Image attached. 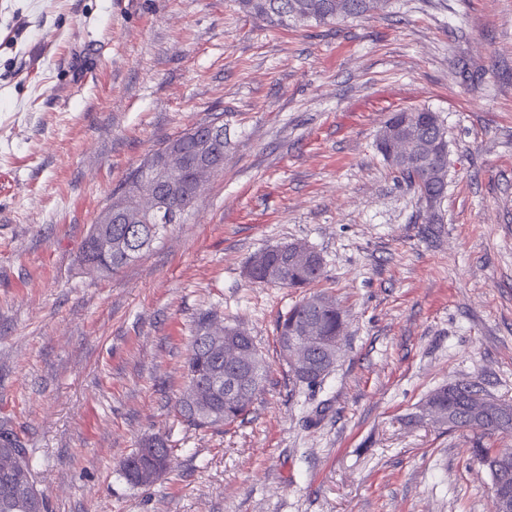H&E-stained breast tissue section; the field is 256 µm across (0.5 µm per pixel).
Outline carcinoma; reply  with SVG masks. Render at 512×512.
I'll return each instance as SVG.
<instances>
[{"instance_id": "1", "label": "carcinoma", "mask_w": 512, "mask_h": 512, "mask_svg": "<svg viewBox=\"0 0 512 512\" xmlns=\"http://www.w3.org/2000/svg\"><path fill=\"white\" fill-rule=\"evenodd\" d=\"M294 0H238L239 9L263 21L277 26L290 24L288 5ZM308 14V21L327 25L337 21L331 14V0H300ZM422 123L416 131L420 138H436L445 135L438 116L429 111L420 112ZM448 170V155L423 160L395 172L417 186L421 198L434 206L445 197L447 183L432 180L434 168ZM175 190L158 186L157 198L170 213L172 223H179L197 198L194 181L189 179L185 166L180 165L168 176ZM153 182L151 168L142 163L125 180L119 199L131 212H136L140 193ZM167 229L165 224H99L92 225L82 251L81 263H96L101 272L119 271L150 249ZM112 240V254L103 255L99 242ZM247 270L250 279L259 283L278 284L282 281L292 288H307L318 281L323 273L320 253L302 242H292L264 249L251 257ZM343 325L342 314L332 297L313 293L296 303L280 320L277 339L304 334L313 338L311 360L316 366L312 372L292 371L297 383L315 386L322 382L336 364L333 349L336 336ZM188 357L189 387L197 390L199 399L179 401V413L197 426L230 425L243 417L263 388L267 364L250 334L238 325H226L222 332L214 331L211 315L204 314L195 321L191 330ZM240 375L243 383L232 394L216 390L213 384L220 379ZM467 384L454 383L442 386L430 393L423 410L435 423L450 429H478L483 435H509L512 433V404H490L474 409L465 403ZM172 449L162 439H155L135 451L123 464L129 481H134L133 469L150 466L157 461L170 460ZM474 453L480 462H487L498 469L512 471V448H476ZM13 463L12 485L0 487V512H48L44 496L36 487L35 479L17 438L9 431H0V468Z\"/></svg>"}]
</instances>
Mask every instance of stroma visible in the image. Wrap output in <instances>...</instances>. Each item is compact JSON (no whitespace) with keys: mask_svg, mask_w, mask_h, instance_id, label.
<instances>
[{"mask_svg":"<svg viewBox=\"0 0 512 512\" xmlns=\"http://www.w3.org/2000/svg\"><path fill=\"white\" fill-rule=\"evenodd\" d=\"M421 108L447 131L437 224L375 148L390 113ZM218 116L224 169L183 222L117 273L83 266L127 175ZM291 241L343 310L313 387L276 335L303 290L246 275ZM208 311L270 366L219 428L175 409ZM451 382L512 403V0L286 28L234 0H0V424L51 512H492L471 450L512 436L423 417ZM152 437L170 467L133 486L122 463Z\"/></svg>","mask_w":512,"mask_h":512,"instance_id":"1","label":"stroma"}]
</instances>
